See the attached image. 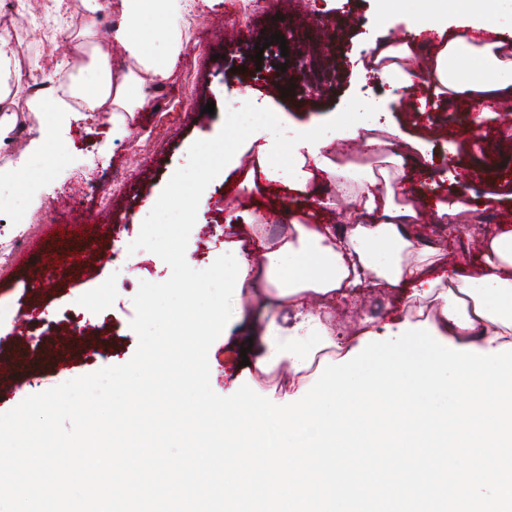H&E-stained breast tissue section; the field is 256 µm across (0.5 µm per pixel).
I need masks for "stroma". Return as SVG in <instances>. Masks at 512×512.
Segmentation results:
<instances>
[{
    "instance_id": "35a3bbf8",
    "label": "stroma",
    "mask_w": 512,
    "mask_h": 512,
    "mask_svg": "<svg viewBox=\"0 0 512 512\" xmlns=\"http://www.w3.org/2000/svg\"><path fill=\"white\" fill-rule=\"evenodd\" d=\"M416 0H334L327 12H319L313 0H221L214 8H201L192 22L182 23L184 49L174 75L158 96L155 111L139 116L138 126L128 136L111 137L112 115L98 113L93 121H74L57 138L59 161L46 168L43 158L26 154L29 139L41 125L40 113L31 111L28 61L41 55L60 73L87 64L93 47L111 49L121 57V46L111 44L104 28H96L81 51L68 40L48 39L34 21L31 0H9L10 27L18 38L19 78L11 86L10 103L15 112L14 129L0 147V168L13 160L25 161L28 170L42 173L37 185V203H19L14 186H0V362L25 353L24 368L10 373L0 383V409H11L26 397L57 386L53 364L42 363L50 352L57 327L81 324L83 331L104 337L95 351L76 355L67 372L77 378L102 368L127 363L138 346L130 326L135 316L132 302L140 282L161 283L171 270L157 255L143 251L133 270L121 281L112 278L110 251L119 238L137 236L143 195L161 193L174 172L185 165L190 145L219 134L224 123V99L251 95L258 104L281 113L283 126L311 120L334 122L352 118L363 99L386 100L391 117L405 125L408 134L428 146L429 170L416 175L414 186L421 200H428L430 184L446 192L456 190L483 196L497 195V202L465 219L455 230L435 220L419 224L427 242L444 241L451 255L470 263L481 260L479 230L482 225L512 219V114L492 112L481 124L472 125L466 103L440 107L415 116L404 97L376 77H362L357 69L370 52L369 35L378 12H391L395 20L381 39L406 37ZM239 30L237 39H227L225 22ZM283 35L285 44L271 42ZM281 86L288 97H273L269 87ZM214 114H207V103ZM123 167L127 188L113 199L106 214L94 204L77 201L62 210L53 199L81 191L86 181H108L116 167ZM244 165L220 173L206 189V202L199 211L185 251L188 264L213 263L224 253L225 241L234 240L227 223L244 225L259 213L280 210L278 186L265 179L247 183ZM27 221L25 238H18L17 213ZM72 225L68 240H61L57 227ZM67 246L74 261L99 260L96 280H82L71 273L52 277L44 267V253ZM54 287H47V280ZM36 319H29V311ZM275 308L263 297L244 307L241 322L220 335L208 352L212 390L227 395L232 383L249 386L267 399L276 398L288 380L286 369L259 373L252 361L250 339L259 337Z\"/></svg>"
}]
</instances>
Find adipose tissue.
<instances>
[{
    "mask_svg": "<svg viewBox=\"0 0 512 512\" xmlns=\"http://www.w3.org/2000/svg\"><path fill=\"white\" fill-rule=\"evenodd\" d=\"M502 2L491 0L477 11L471 0H423L411 36L376 46L360 70L406 88L424 76L434 97L469 102L484 116L488 102L512 96V27L501 21ZM194 3L123 0L110 38L124 50V67L115 68L111 54L99 48L71 74L66 93L50 88L36 93L31 106L43 121L30 151L52 158L57 127L72 112L71 96L83 101V117L111 113L113 135L129 134L136 113L155 110L156 92L175 70L182 50L176 19ZM452 5L468 16L457 29L448 19ZM100 8L99 0H53L44 18L61 24L66 15L80 14L76 35L83 39L96 27ZM277 129L273 118L248 133L259 173L290 194L308 196L313 209L325 201L312 185L327 181L340 188L349 208L340 231L296 216L278 238L268 237L262 217L248 225V244L239 251L247 264L241 293L250 295L259 273H266L271 295L289 314L288 322L271 324L265 332L256 359L259 372L287 367L292 396L311 382L318 355L341 359L368 334H396L406 323H428L457 347L487 351L512 343V225L483 229L476 266L450 263L446 247L421 243L414 226L422 213L406 188V165L412 154L425 153L422 141L370 112L336 126L309 125L285 139ZM357 140L378 147L385 168L339 162L338 144ZM362 289L399 292L403 303L381 319L336 327L333 313Z\"/></svg>",
    "mask_w": 512,
    "mask_h": 512,
    "instance_id": "ef3b65f1",
    "label": "adipose tissue"
}]
</instances>
